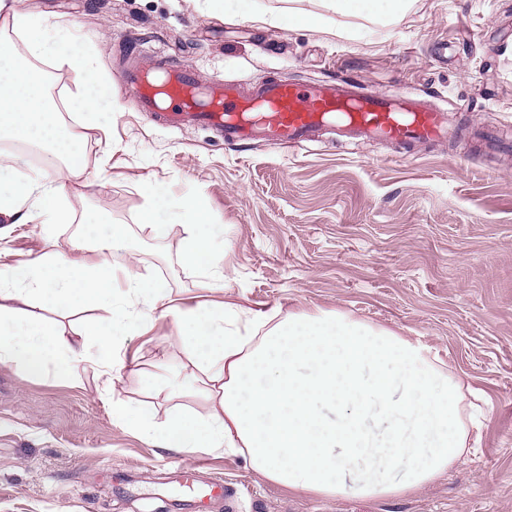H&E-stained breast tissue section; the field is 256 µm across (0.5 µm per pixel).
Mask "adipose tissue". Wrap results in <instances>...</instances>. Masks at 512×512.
Masks as SVG:
<instances>
[{
	"label": "adipose tissue",
	"instance_id": "ef3b65f1",
	"mask_svg": "<svg viewBox=\"0 0 512 512\" xmlns=\"http://www.w3.org/2000/svg\"><path fill=\"white\" fill-rule=\"evenodd\" d=\"M15 3L0 0V13L25 33L27 55L0 50V139L38 147L58 166L51 176L14 179L16 155L0 153V216L13 224L41 217L69 224L72 212L55 199L65 176L82 170V151L33 66L44 54L46 22L19 12ZM55 39L61 61L80 79L71 108L97 126L114 109L112 86L89 55L72 48L67 29H57ZM182 217V262L208 278L214 300L173 304L165 281L112 265L108 255L127 245L129 228L96 215L90 232L96 261L48 252L0 267V363L32 375L63 373L68 364L87 360L93 344L108 371L122 361L126 337L147 335L158 316H169L196 370L175 382L161 364L151 381L205 396L210 412L179 411L160 422L123 398L112 400L113 415L158 448L241 454L256 472L291 490L368 496L418 489L463 455L459 385L427 349L338 313L315 310L275 320L224 302L218 297L224 272L201 201L151 205L143 224L163 239ZM33 298L108 310L112 326L91 319L68 333L31 319L24 306Z\"/></svg>",
	"mask_w": 512,
	"mask_h": 512
}]
</instances>
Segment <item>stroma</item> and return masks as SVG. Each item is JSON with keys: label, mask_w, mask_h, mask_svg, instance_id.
Returning <instances> with one entry per match:
<instances>
[{"label": "stroma", "mask_w": 512, "mask_h": 512, "mask_svg": "<svg viewBox=\"0 0 512 512\" xmlns=\"http://www.w3.org/2000/svg\"><path fill=\"white\" fill-rule=\"evenodd\" d=\"M67 28L112 85L110 121L63 118L86 167L57 197L70 224L14 225L0 238L9 263L54 251L93 259L84 220L128 225L112 250L168 282L173 298L209 300L204 277L181 265L184 231L150 238L141 216L162 197L203 199L221 233L224 298L264 312L342 314L426 347L482 409L466 454L405 495H319L266 480L239 455L156 448L112 416L111 400L156 420L206 414L199 396L147 388L158 363L189 373L171 319L127 338L129 356L100 376L94 364L32 376L0 363V512H189L187 473L224 483L206 512H512V0H409L392 22L330 13L322 0H18ZM164 54L201 80L245 87L279 75L310 84L358 82L453 110L455 144L396 148L328 134L305 144L226 142L194 126L166 128L140 112L119 73Z\"/></svg>", "instance_id": "35a3bbf8"}]
</instances>
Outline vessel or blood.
Here are the masks:
<instances>
[{
	"mask_svg": "<svg viewBox=\"0 0 512 512\" xmlns=\"http://www.w3.org/2000/svg\"><path fill=\"white\" fill-rule=\"evenodd\" d=\"M121 79L140 111L159 124L194 123L231 142L296 144L333 132L410 148L453 139L458 131L446 109L411 94L366 92L344 80L298 85L273 78L245 91L221 79L201 82L193 70L163 57L152 69L124 70Z\"/></svg>",
	"mask_w": 512,
	"mask_h": 512,
	"instance_id": "b4317fda",
	"label": "vessel or blood"
}]
</instances>
